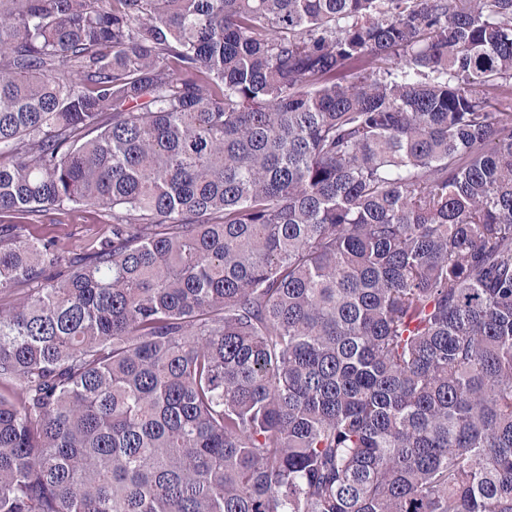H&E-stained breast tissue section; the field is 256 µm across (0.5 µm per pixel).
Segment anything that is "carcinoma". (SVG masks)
<instances>
[{
    "label": "carcinoma",
    "instance_id": "carcinoma-1",
    "mask_svg": "<svg viewBox=\"0 0 512 512\" xmlns=\"http://www.w3.org/2000/svg\"><path fill=\"white\" fill-rule=\"evenodd\" d=\"M0 512H512V0H0ZM103 214L89 211L73 219L65 213L51 211L43 224H31L28 229L34 237L58 236L66 242L80 243L105 231L104 224L108 220Z\"/></svg>",
    "mask_w": 512,
    "mask_h": 512
}]
</instances>
